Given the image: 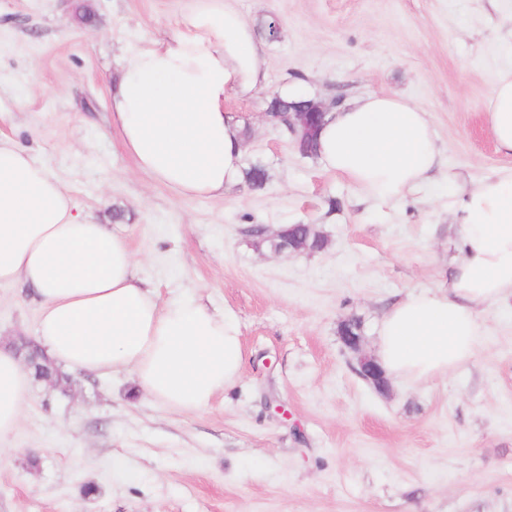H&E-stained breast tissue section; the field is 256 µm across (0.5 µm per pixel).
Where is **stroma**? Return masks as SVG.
<instances>
[{"instance_id":"obj_1","label":"stroma","mask_w":512,"mask_h":512,"mask_svg":"<svg viewBox=\"0 0 512 512\" xmlns=\"http://www.w3.org/2000/svg\"><path fill=\"white\" fill-rule=\"evenodd\" d=\"M267 83L228 93L242 121L240 182L184 200L139 173L112 123V79L135 46L176 29L182 0H0V135L48 164L78 209L126 236L137 274L237 318L236 384L201 411L168 412L131 374L34 384L0 445V512H512V315L481 310L472 361L378 393L340 324L377 352L384 312L437 286L455 254L448 197L392 201L300 156L265 117L272 95L331 103L398 93L431 115L446 168L469 181L512 167L484 112L512 62V0H237ZM277 36H269V22ZM311 224L316 252L256 244ZM36 306L0 294V344L36 334ZM39 467H31V456Z\"/></svg>"}]
</instances>
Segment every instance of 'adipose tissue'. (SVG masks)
<instances>
[{
    "instance_id": "1",
    "label": "adipose tissue",
    "mask_w": 512,
    "mask_h": 512,
    "mask_svg": "<svg viewBox=\"0 0 512 512\" xmlns=\"http://www.w3.org/2000/svg\"><path fill=\"white\" fill-rule=\"evenodd\" d=\"M261 53L236 0H183L173 35L136 47L119 68L112 120L136 169L177 197L223 198L243 154L226 95L264 85ZM486 118L497 152L512 157V65L496 76ZM318 156L381 200L425 186L442 166L429 112L386 92L332 108ZM443 183L456 234L448 283L396 302L379 332L380 364L410 381L469 363L479 311L512 302V167L464 184L444 172ZM135 268L124 236L78 211L47 164L0 138V288L33 289L38 345L72 371L133 372L164 409L203 410L241 375L239 323L189 292L161 299ZM33 383L0 348L1 443L14 437Z\"/></svg>"
}]
</instances>
